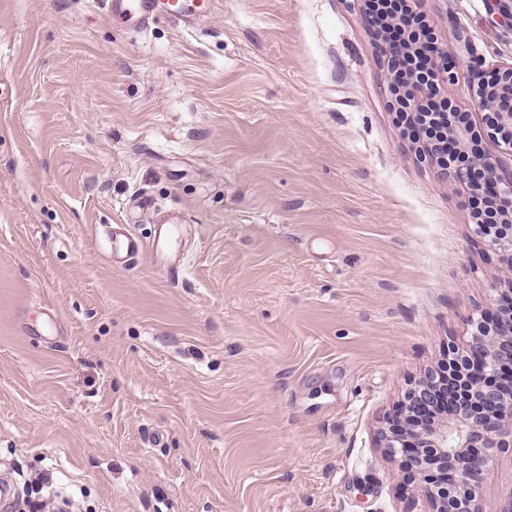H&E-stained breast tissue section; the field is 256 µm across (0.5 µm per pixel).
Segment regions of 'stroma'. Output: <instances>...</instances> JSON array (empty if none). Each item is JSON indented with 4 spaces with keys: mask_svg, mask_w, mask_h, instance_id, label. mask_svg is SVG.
<instances>
[{
    "mask_svg": "<svg viewBox=\"0 0 512 512\" xmlns=\"http://www.w3.org/2000/svg\"><path fill=\"white\" fill-rule=\"evenodd\" d=\"M512 65L496 0H418ZM364 0H0V512H429L377 444L512 272L402 137ZM157 256L112 260L108 232ZM512 505V449L475 490ZM112 15L125 21L143 24L154 21L158 14L195 22L206 0H109Z\"/></svg>",
    "mask_w": 512,
    "mask_h": 512,
    "instance_id": "1",
    "label": "stroma"
}]
</instances>
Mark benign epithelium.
Wrapping results in <instances>:
<instances>
[{
	"instance_id": "1",
	"label": "benign epithelium",
	"mask_w": 512,
	"mask_h": 512,
	"mask_svg": "<svg viewBox=\"0 0 512 512\" xmlns=\"http://www.w3.org/2000/svg\"><path fill=\"white\" fill-rule=\"evenodd\" d=\"M364 25L378 51L390 104L412 122L434 133L403 131L419 159L433 165L462 198L487 201L491 215L471 213L475 232L499 261L512 269V170L482 153L485 136L512 154V66L477 70L474 99L483 111L482 127L447 97L459 61L435 47L420 77H403L409 49L389 41L381 23L364 14ZM469 155L464 165L452 163ZM465 347L448 350V361L411 383L377 432L380 447L399 460L404 484L424 494L432 512H480L475 488L488 462L512 448V287L472 321Z\"/></svg>"
}]
</instances>
